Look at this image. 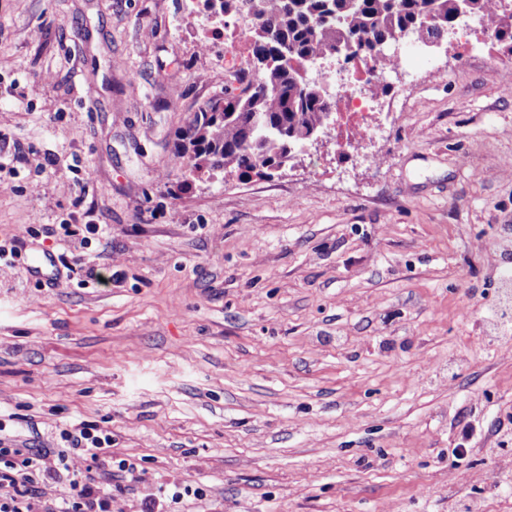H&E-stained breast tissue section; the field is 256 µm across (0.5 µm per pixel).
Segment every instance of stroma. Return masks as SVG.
Returning a JSON list of instances; mask_svg holds the SVG:
<instances>
[{
    "label": "stroma",
    "instance_id": "35a3bbf8",
    "mask_svg": "<svg viewBox=\"0 0 512 512\" xmlns=\"http://www.w3.org/2000/svg\"><path fill=\"white\" fill-rule=\"evenodd\" d=\"M190 2L0 0V419L41 448L111 434L141 470L110 512L176 484L204 496L174 512H512L493 24L464 50L403 42L382 131L348 153L194 178L175 144L224 46L200 51Z\"/></svg>",
    "mask_w": 512,
    "mask_h": 512
}]
</instances>
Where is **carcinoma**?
<instances>
[{
    "instance_id": "cac0c4a2",
    "label": "carcinoma",
    "mask_w": 512,
    "mask_h": 512,
    "mask_svg": "<svg viewBox=\"0 0 512 512\" xmlns=\"http://www.w3.org/2000/svg\"><path fill=\"white\" fill-rule=\"evenodd\" d=\"M493 0H255L252 74L211 97L181 131L176 158L190 172L264 177L312 134L328 130L336 99L312 74L325 58L376 59L407 33L426 46L463 19L488 20Z\"/></svg>"
}]
</instances>
